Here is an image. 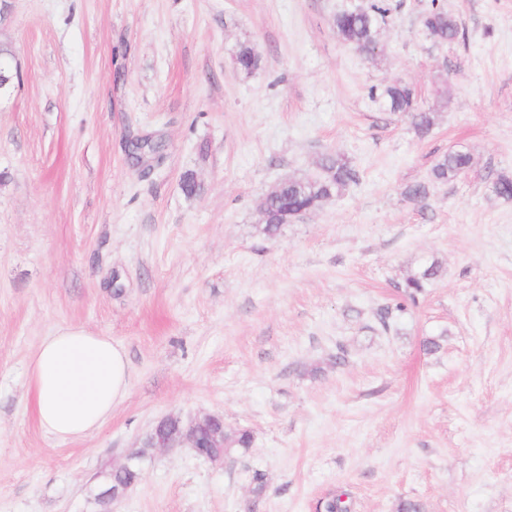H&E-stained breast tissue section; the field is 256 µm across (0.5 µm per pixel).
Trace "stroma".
Returning <instances> with one entry per match:
<instances>
[{
	"instance_id": "obj_1",
	"label": "stroma",
	"mask_w": 512,
	"mask_h": 512,
	"mask_svg": "<svg viewBox=\"0 0 512 512\" xmlns=\"http://www.w3.org/2000/svg\"><path fill=\"white\" fill-rule=\"evenodd\" d=\"M354 2L0 0V512H99L98 472L161 418L205 413L250 430L247 453L152 450L112 512H324L339 490L351 512H512V200L492 189L512 176V0H444L448 45L420 26L430 0H390L371 56L331 25ZM395 80L435 110L427 137L370 97ZM146 135L165 145L147 173ZM451 150L469 170L407 198ZM329 152L356 182L265 238L263 197ZM427 260L439 279L383 329ZM66 325L131 372L78 440L27 401L31 355ZM235 63L241 72L251 74L260 66L261 56L254 45L249 42H242L239 45Z\"/></svg>"
}]
</instances>
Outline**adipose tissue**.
Here are the masks:
<instances>
[{
	"label": "adipose tissue",
	"mask_w": 512,
	"mask_h": 512,
	"mask_svg": "<svg viewBox=\"0 0 512 512\" xmlns=\"http://www.w3.org/2000/svg\"><path fill=\"white\" fill-rule=\"evenodd\" d=\"M27 374L28 401L40 428L64 440L100 429L130 385L124 349L77 325L46 336L30 357Z\"/></svg>",
	"instance_id": "adipose-tissue-1"
}]
</instances>
